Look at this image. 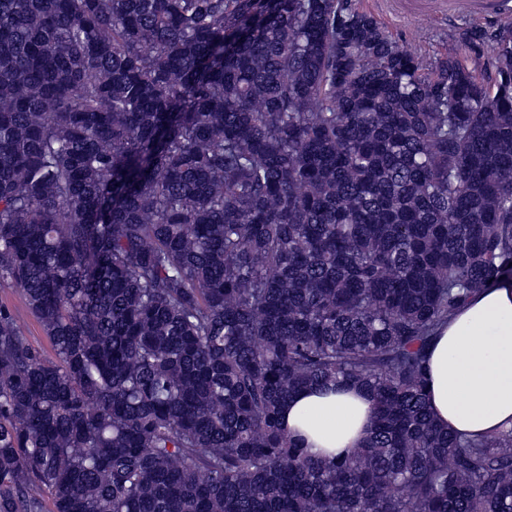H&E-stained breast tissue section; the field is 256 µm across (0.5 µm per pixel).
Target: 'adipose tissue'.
<instances>
[{
    "mask_svg": "<svg viewBox=\"0 0 512 512\" xmlns=\"http://www.w3.org/2000/svg\"><path fill=\"white\" fill-rule=\"evenodd\" d=\"M428 395L435 420L462 436L512 428V280L473 295L437 332L428 352ZM376 401L361 387L301 390L284 406L285 430L333 456L359 447Z\"/></svg>",
    "mask_w": 512,
    "mask_h": 512,
    "instance_id": "ef3b65f1",
    "label": "adipose tissue"
}]
</instances>
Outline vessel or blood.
I'll list each match as a JSON object with an SVG mask.
<instances>
[{"label":"vessel or blood","mask_w":512,"mask_h":512,"mask_svg":"<svg viewBox=\"0 0 512 512\" xmlns=\"http://www.w3.org/2000/svg\"><path fill=\"white\" fill-rule=\"evenodd\" d=\"M377 8L385 16H463L472 21H485L512 13V0H379Z\"/></svg>","instance_id":"1"}]
</instances>
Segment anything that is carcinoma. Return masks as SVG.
I'll return each mask as SVG.
<instances>
[{"label":"carcinoma","mask_w":512,"mask_h":512,"mask_svg":"<svg viewBox=\"0 0 512 512\" xmlns=\"http://www.w3.org/2000/svg\"><path fill=\"white\" fill-rule=\"evenodd\" d=\"M491 75L358 0H0V512H512V428L435 422L437 330L512 276ZM378 404L311 453L298 391ZM0 303H5L14 310L25 335L35 346L43 350L45 356L53 359L54 353L50 343L40 324L31 315L20 293L15 288L0 287ZM376 401L359 386H311L301 390L284 406L285 430L302 438L307 448L333 456L358 448L367 436Z\"/></svg>","instance_id":"cac0c4a2"}]
</instances>
